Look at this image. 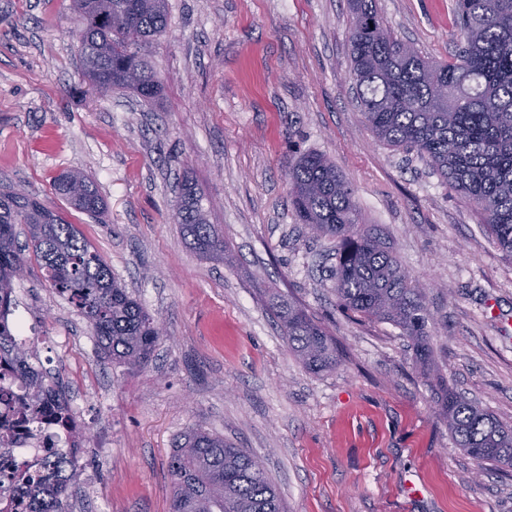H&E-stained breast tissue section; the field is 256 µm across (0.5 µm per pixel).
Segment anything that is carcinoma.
Masks as SVG:
<instances>
[{
    "label": "carcinoma",
    "mask_w": 512,
    "mask_h": 512,
    "mask_svg": "<svg viewBox=\"0 0 512 512\" xmlns=\"http://www.w3.org/2000/svg\"><path fill=\"white\" fill-rule=\"evenodd\" d=\"M352 14L350 72L356 100L377 138L414 152L483 217L501 252L512 258V0H456L460 44L453 61L422 55L384 25L376 0H348ZM84 83L93 94L114 89L155 100L161 82L146 57L166 33L168 0H72ZM297 223L315 237L336 240L338 304L363 320L398 326L416 359L434 368L425 294L393 248L359 223L354 190L319 153L299 156L286 173ZM54 191L74 208L99 216L105 202L88 176L66 172ZM173 220L199 254L224 260V235L208 222L196 185L183 180ZM27 228L19 241L16 226ZM31 253L54 289L87 321L112 363L141 370L157 341L154 316L112 275L104 257L75 225L37 198L0 191V428L41 435L45 398H59L55 417L71 447L86 438L69 428L65 387L30 361L36 352L8 320L14 281ZM282 335L313 372L336 369L332 336L295 302L271 305ZM456 447L476 463L512 468V426L471 398L445 391L440 402ZM78 460L42 456L11 461L0 473V512H73ZM169 512H283L260 461L216 434L192 429L169 456Z\"/></svg>",
    "instance_id": "1"
}]
</instances>
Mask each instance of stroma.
<instances>
[{"label": "stroma", "mask_w": 512, "mask_h": 512, "mask_svg": "<svg viewBox=\"0 0 512 512\" xmlns=\"http://www.w3.org/2000/svg\"><path fill=\"white\" fill-rule=\"evenodd\" d=\"M149 48L151 103L83 95L72 0H0V190L23 189L80 230L166 326L148 368L112 364L37 262L13 315L37 338L87 433L73 512H168L169 456L190 429L260 459L287 512H512V468L477 471L456 448L438 384L512 426V259L478 211L416 154L380 142L355 99L346 0H168ZM455 0H378L388 29L451 60ZM331 159L425 290L437 371L400 328L336 303V242L297 224L285 174ZM90 176L103 219L53 189ZM195 183L226 254L200 256L173 221ZM329 330L341 363L311 373L288 348L270 296Z\"/></svg>", "instance_id": "obj_1"}]
</instances>
